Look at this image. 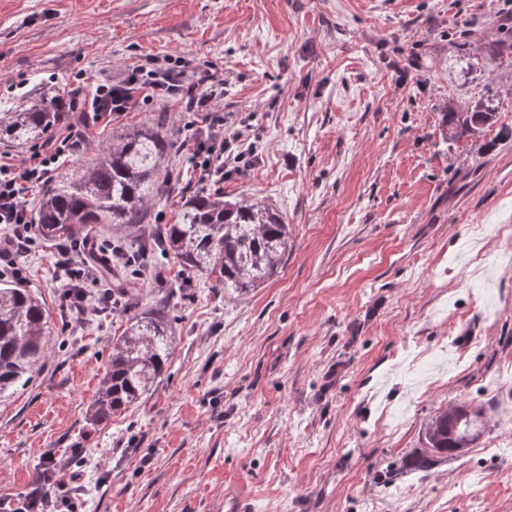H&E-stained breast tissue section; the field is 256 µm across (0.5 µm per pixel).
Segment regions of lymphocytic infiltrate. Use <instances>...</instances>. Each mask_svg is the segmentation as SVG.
<instances>
[{
	"instance_id": "lymphocytic-infiltrate-1",
	"label": "lymphocytic infiltrate",
	"mask_w": 512,
	"mask_h": 512,
	"mask_svg": "<svg viewBox=\"0 0 512 512\" xmlns=\"http://www.w3.org/2000/svg\"><path fill=\"white\" fill-rule=\"evenodd\" d=\"M216 79L205 74L195 85H184L178 77L156 64L154 69H133L118 84L102 83L87 90L74 87L68 99L62 100L65 112L77 113L79 122L69 123L43 142L31 146L21 160L0 153V224L11 227L9 237L0 239V278H20L18 261L35 240L29 196L46 185L54 165L67 151L85 139L91 123L111 118L112 114L128 112L153 101L190 98L197 109L206 113V141L194 142L193 156L198 169L210 171L215 152L234 153L242 140L241 133L225 134L224 118L214 112L218 93Z\"/></svg>"
}]
</instances>
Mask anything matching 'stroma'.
<instances>
[{
	"instance_id": "obj_1",
	"label": "stroma",
	"mask_w": 512,
	"mask_h": 512,
	"mask_svg": "<svg viewBox=\"0 0 512 512\" xmlns=\"http://www.w3.org/2000/svg\"><path fill=\"white\" fill-rule=\"evenodd\" d=\"M512 0H0V112L19 91L67 95L155 58L224 80L242 163L182 171V196L264 200L290 236L283 269L235 298L173 258L119 268L139 310L170 298L171 362L142 404L93 426L87 408L129 313H63L59 244L35 241L22 285L51 313L45 364L0 394V499L28 495L47 455L72 465L75 512H512ZM493 127L451 141L444 111L478 99ZM156 109L90 125L59 162L94 160ZM452 403L484 408L473 448L432 458L423 429Z\"/></svg>"
}]
</instances>
